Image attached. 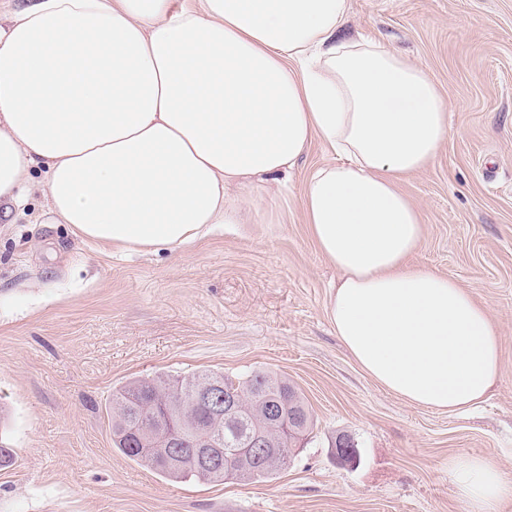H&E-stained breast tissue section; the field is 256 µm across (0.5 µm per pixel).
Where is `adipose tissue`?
Returning <instances> with one entry per match:
<instances>
[{"label":"adipose tissue","mask_w":512,"mask_h":512,"mask_svg":"<svg viewBox=\"0 0 512 512\" xmlns=\"http://www.w3.org/2000/svg\"><path fill=\"white\" fill-rule=\"evenodd\" d=\"M348 0H28L0 24V207L42 187L55 223L87 244L176 251L239 223L261 184L313 142L302 214L338 272L327 307L361 370L406 404L457 414L503 375L487 306L412 264L417 205L399 188L449 135L421 67L341 36ZM43 175L35 183L33 171ZM467 512H501L512 475L448 460Z\"/></svg>","instance_id":"obj_1"}]
</instances>
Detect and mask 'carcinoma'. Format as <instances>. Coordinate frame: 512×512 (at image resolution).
<instances>
[{
	"mask_svg": "<svg viewBox=\"0 0 512 512\" xmlns=\"http://www.w3.org/2000/svg\"><path fill=\"white\" fill-rule=\"evenodd\" d=\"M211 383L221 384L238 395L237 414L229 425L224 421V393L215 396L219 404L217 411L205 402L195 401L196 390ZM260 397L280 402L285 413L290 410L298 413L302 422L298 435L290 434L284 428L288 419L279 422L267 419L265 408L258 405ZM163 407L184 433L177 443L178 459L170 463L162 457V449L169 446L170 440L166 430L155 423L156 413ZM110 415L112 447L175 481L195 477L222 482L227 475L243 482L269 479L286 464L313 428L308 409L295 388L268 372H254L237 382L215 372L190 377L158 374L133 380L112 394ZM214 432L231 439L238 434L260 433L267 439L268 447L282 450V459L269 462L256 457L240 464L225 457L223 444L211 449L208 457L199 455L196 441Z\"/></svg>",
	"mask_w": 512,
	"mask_h": 512,
	"instance_id": "obj_1",
	"label": "carcinoma"
}]
</instances>
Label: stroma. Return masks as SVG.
<instances>
[{"label": "stroma", "instance_id": "1", "mask_svg": "<svg viewBox=\"0 0 512 512\" xmlns=\"http://www.w3.org/2000/svg\"><path fill=\"white\" fill-rule=\"evenodd\" d=\"M346 36L381 40L449 101L451 134L401 190L419 207L413 264L449 275L501 333L503 375L477 413L408 405L354 362L327 319L337 274L314 250L305 181L266 183L251 223L175 252L125 254L52 223L42 192L0 215V512H464L449 457L512 473V0H350ZM288 379L313 430L273 478L170 481L112 446V393L158 373ZM361 461L337 462V436Z\"/></svg>", "mask_w": 512, "mask_h": 512}]
</instances>
